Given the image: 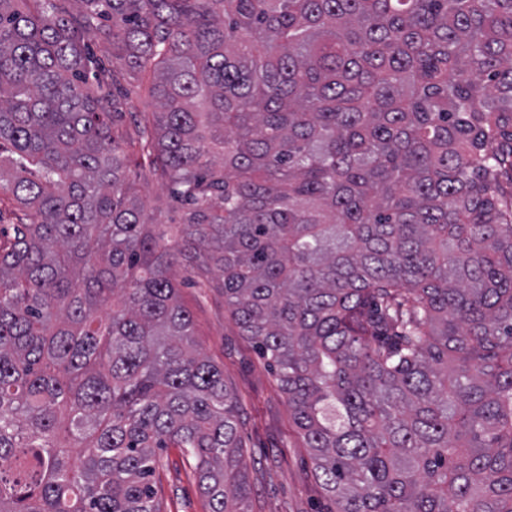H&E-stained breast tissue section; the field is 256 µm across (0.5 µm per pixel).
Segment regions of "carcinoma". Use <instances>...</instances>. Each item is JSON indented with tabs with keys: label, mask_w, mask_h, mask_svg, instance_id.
<instances>
[{
	"label": "carcinoma",
	"mask_w": 512,
	"mask_h": 512,
	"mask_svg": "<svg viewBox=\"0 0 512 512\" xmlns=\"http://www.w3.org/2000/svg\"><path fill=\"white\" fill-rule=\"evenodd\" d=\"M14 2L0 512H160L162 448L249 512L175 264L221 276L336 512H512V0ZM138 74L156 111L125 126ZM138 189L148 213L154 217L157 224H177L179 222L181 213L170 203L161 180L150 178L148 181H140Z\"/></svg>",
	"instance_id": "carcinoma-1"
}]
</instances>
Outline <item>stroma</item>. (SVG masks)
I'll use <instances>...</instances> for the list:
<instances>
[{"label": "stroma", "instance_id": "stroma-1", "mask_svg": "<svg viewBox=\"0 0 512 512\" xmlns=\"http://www.w3.org/2000/svg\"><path fill=\"white\" fill-rule=\"evenodd\" d=\"M172 278L192 313L199 350L223 369L224 383L239 403L250 512H333L286 396L253 342L241 335L216 277L199 278L176 267ZM159 457L155 489L161 512H210L194 462L176 448L160 450Z\"/></svg>", "mask_w": 512, "mask_h": 512}]
</instances>
